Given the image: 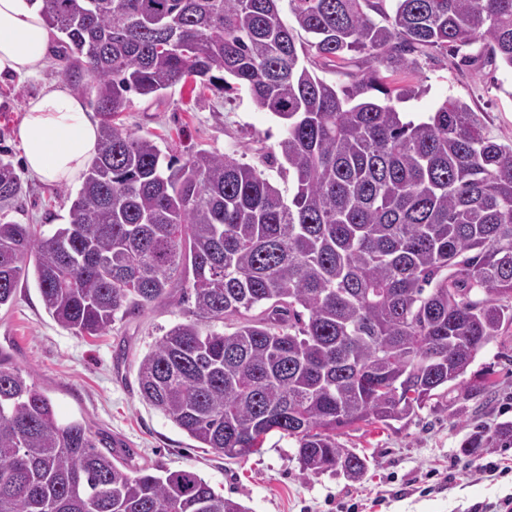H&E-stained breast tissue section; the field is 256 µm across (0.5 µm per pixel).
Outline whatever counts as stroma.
<instances>
[{
	"instance_id": "35a3bbf8",
	"label": "stroma",
	"mask_w": 512,
	"mask_h": 512,
	"mask_svg": "<svg viewBox=\"0 0 512 512\" xmlns=\"http://www.w3.org/2000/svg\"><path fill=\"white\" fill-rule=\"evenodd\" d=\"M476 47L418 56L414 71L389 74L391 86L418 87L415 97L399 102L406 118L417 120L450 97L465 101L491 140L512 147V70L500 65H464ZM56 60L34 78L0 81V154L8 157L22 182V193L6 220L49 234L67 223L71 195L80 183L46 184L23 165L17 128L25 101L52 84H69ZM137 136L152 137L179 159L205 149L233 155L262 168L282 194L292 185L263 156L276 148L281 127L255 106L247 90L220 93L174 86L157 98L133 97L119 118ZM180 291L113 323L103 336H81L58 325L46 312L35 280L21 282L11 307L0 308V354L30 381L45 389L62 419H81L93 434L109 437L114 448L132 453L139 468H191L217 492L241 502L248 512H468L478 502L495 503L512 493V474L491 482L475 471L461 452L475 429L493 431L512 421V328L491 341L466 377L488 376L486 396L461 390L439 393L415 414L390 425L361 422L340 441L367 457L360 481L342 475L302 470L293 440L273 432L262 449L229 460L198 447L165 413L142 400L137 383L140 359L164 331L188 320ZM429 495H422L425 486Z\"/></svg>"
}]
</instances>
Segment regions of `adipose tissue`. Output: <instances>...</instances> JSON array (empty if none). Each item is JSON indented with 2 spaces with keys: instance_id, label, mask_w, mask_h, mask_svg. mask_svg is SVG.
<instances>
[{
  "instance_id": "adipose-tissue-1",
  "label": "adipose tissue",
  "mask_w": 512,
  "mask_h": 512,
  "mask_svg": "<svg viewBox=\"0 0 512 512\" xmlns=\"http://www.w3.org/2000/svg\"><path fill=\"white\" fill-rule=\"evenodd\" d=\"M54 30L40 7L0 0V77L37 76ZM18 139L29 174L50 183L76 181L98 152L100 126L64 86H49L24 105Z\"/></svg>"
}]
</instances>
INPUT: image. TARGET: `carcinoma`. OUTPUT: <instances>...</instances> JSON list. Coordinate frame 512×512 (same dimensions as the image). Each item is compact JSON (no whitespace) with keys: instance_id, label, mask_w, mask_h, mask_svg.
I'll list each match as a JSON object with an SVG mask.
<instances>
[{"instance_id":"carcinoma-1","label":"carcinoma","mask_w":512,"mask_h":512,"mask_svg":"<svg viewBox=\"0 0 512 512\" xmlns=\"http://www.w3.org/2000/svg\"><path fill=\"white\" fill-rule=\"evenodd\" d=\"M281 2L42 0L101 138L67 223L45 236L0 221V307L32 268L53 319L99 336L180 288L192 319L141 359L142 398L227 459L274 431L303 470L357 479L368 460L341 430L404 420L445 388L484 392L465 375L512 326V148L459 98L405 119L395 102L417 90L380 73L474 43L469 63L512 69V0H288L300 42ZM312 50L366 69L328 83L304 63ZM189 79L244 87L281 123L283 162L268 160L291 196L231 155L179 165L117 123L130 94ZM21 192L0 158V202ZM487 443L476 430L461 452ZM102 445L0 360V512H247L192 470L132 474L130 451Z\"/></svg>"}]
</instances>
